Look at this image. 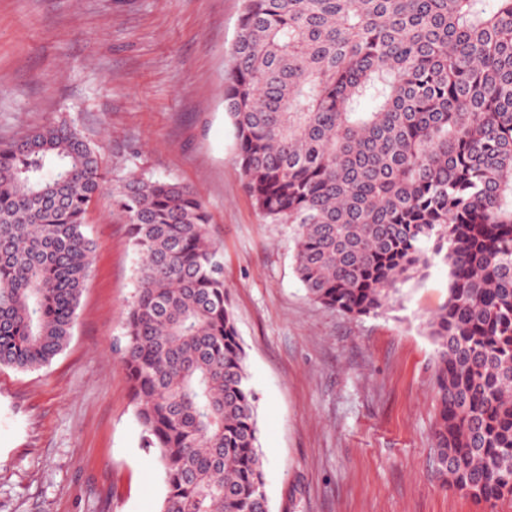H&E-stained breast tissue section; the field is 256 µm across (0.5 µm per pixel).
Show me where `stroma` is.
<instances>
[{"mask_svg": "<svg viewBox=\"0 0 512 512\" xmlns=\"http://www.w3.org/2000/svg\"><path fill=\"white\" fill-rule=\"evenodd\" d=\"M242 0H0V142L64 120L100 149L110 186L86 215L92 265L65 350L0 367V512H157L163 472L141 446L112 350L138 256L111 187L195 189L255 392L269 512H512L443 486L431 458L435 352L448 299L434 259L394 309L352 318L313 302L289 224L244 189L226 74Z\"/></svg>", "mask_w": 512, "mask_h": 512, "instance_id": "1", "label": "stroma"}]
</instances>
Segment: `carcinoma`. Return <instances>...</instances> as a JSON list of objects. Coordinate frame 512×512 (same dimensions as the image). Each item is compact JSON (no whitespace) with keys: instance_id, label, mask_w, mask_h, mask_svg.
I'll use <instances>...</instances> for the list:
<instances>
[{"instance_id":"cac0c4a2","label":"carcinoma","mask_w":512,"mask_h":512,"mask_svg":"<svg viewBox=\"0 0 512 512\" xmlns=\"http://www.w3.org/2000/svg\"><path fill=\"white\" fill-rule=\"evenodd\" d=\"M224 109L244 186L294 225L309 298L358 318L434 256L433 462L491 507L512 496V0H243ZM67 123L0 143V366L66 347L105 187ZM139 256L117 351L159 512H269L256 396L200 196L132 179L115 199Z\"/></svg>"}]
</instances>
